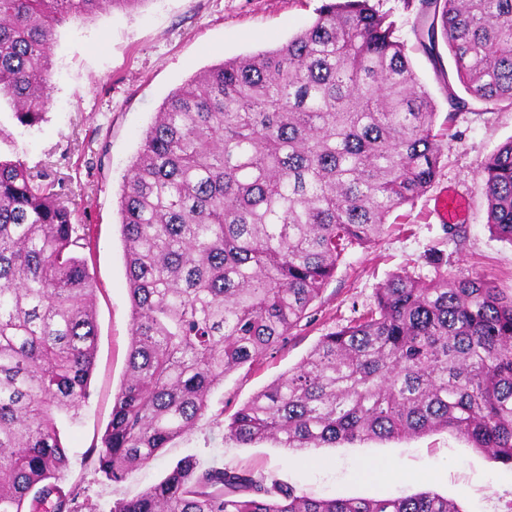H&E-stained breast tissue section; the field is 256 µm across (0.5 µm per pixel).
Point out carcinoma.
<instances>
[{"mask_svg": "<svg viewBox=\"0 0 512 512\" xmlns=\"http://www.w3.org/2000/svg\"><path fill=\"white\" fill-rule=\"evenodd\" d=\"M145 0H0V99L22 127L49 104L57 27ZM441 73L448 116L512 109V0H405ZM460 84L467 97L457 94ZM437 107L388 15L324 0L274 50L175 90L145 130L120 198L131 302L127 370L87 458L119 483L189 433L230 371L283 343L343 252L366 247L443 163ZM486 224L512 245V138L481 166ZM63 189L0 159V512H459L431 492L312 499L188 456L138 497L102 507L67 484L63 419L95 369L92 249ZM445 429L512 466V294L483 276L406 272L323 336L227 426L288 450Z\"/></svg>", "mask_w": 512, "mask_h": 512, "instance_id": "cac0c4a2", "label": "carcinoma"}]
</instances>
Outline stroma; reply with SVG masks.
<instances>
[{
  "mask_svg": "<svg viewBox=\"0 0 512 512\" xmlns=\"http://www.w3.org/2000/svg\"><path fill=\"white\" fill-rule=\"evenodd\" d=\"M373 2L390 13L439 119L452 121L436 182L414 204L394 212L373 244L345 251L314 303V321L273 353L227 374L191 434L112 485L95 472L86 451L103 433L125 377L131 305L119 198L142 134L170 93L221 61L277 48L315 20L322 0H144L134 11L74 18L57 29L44 120L19 127L9 104H0V156L63 180L75 223L88 225L96 242L88 259L98 324L91 396L62 427L68 480L91 502L135 497L193 456L286 483L311 498L384 499L429 491L447 497L460 512H512V467L445 430L296 453L271 440L243 445L226 432L231 416L295 367L321 336L372 308L376 289L392 273L434 279L438 270L428 257L439 254L445 272L478 273L512 292V245L487 228L480 177L485 159L512 138V111L475 102L449 115L431 63L415 49L414 11L404 0ZM448 188L468 202L464 220L453 227L442 224L435 209L436 196Z\"/></svg>",
  "mask_w": 512,
  "mask_h": 512,
  "instance_id": "obj_1",
  "label": "stroma"
}]
</instances>
